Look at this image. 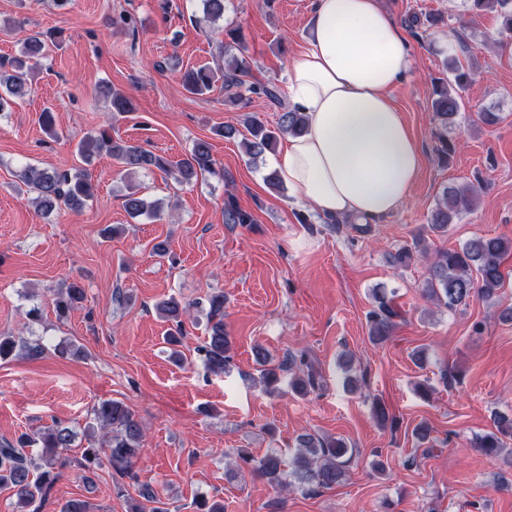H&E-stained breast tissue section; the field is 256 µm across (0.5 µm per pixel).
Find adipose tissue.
Segmentation results:
<instances>
[{
    "mask_svg": "<svg viewBox=\"0 0 512 512\" xmlns=\"http://www.w3.org/2000/svg\"><path fill=\"white\" fill-rule=\"evenodd\" d=\"M303 48L286 72L302 135L274 160L293 204L328 219L381 220L410 197L421 147L391 97L413 71L406 32L382 0H310Z\"/></svg>",
    "mask_w": 512,
    "mask_h": 512,
    "instance_id": "adipose-tissue-1",
    "label": "adipose tissue"
}]
</instances>
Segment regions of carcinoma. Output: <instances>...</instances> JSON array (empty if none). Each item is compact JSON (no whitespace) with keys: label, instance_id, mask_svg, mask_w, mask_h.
<instances>
[{"label":"carcinoma","instance_id":"obj_1","mask_svg":"<svg viewBox=\"0 0 512 512\" xmlns=\"http://www.w3.org/2000/svg\"><path fill=\"white\" fill-rule=\"evenodd\" d=\"M467 11L481 15H495L501 32L512 35V0H467ZM224 17V0H204V20L216 22ZM445 22L442 14L421 16L417 13L405 20L411 28H432ZM65 40L61 31H34L25 40L20 55L11 59L9 65L0 64V112H9L18 105L28 92L34 61L48 55L50 48L58 47ZM448 75L432 79V114L440 128V156L448 163L453 148L448 142V128L456 124L461 112L462 92L471 84L476 70L471 64H463L459 58L450 55L445 62ZM249 71V63L232 57L224 66L217 69L199 67L183 73L184 89L195 95H203L221 83L228 98L236 102L242 98L237 89L244 86L243 76ZM98 93L110 101L111 112L130 113L136 111L135 100L108 84L98 86ZM44 134L59 138L56 129L55 113L44 108L38 118ZM306 118L299 112L283 110L277 127L269 129L256 117L248 119V136L243 138L245 152L256 159L275 150L281 135L301 134ZM112 123H107L86 135L77 145L82 161L88 163L95 156L106 155L123 171L128 178L140 170L156 169L179 184L192 182L199 175L214 170L216 161L211 153V144L203 139L195 141L185 157L173 161L166 156L155 154L139 145L115 139L111 134ZM23 183L34 193L31 203L44 218L54 217L63 210L80 211L95 197L96 185L91 174L84 167L69 169H40L30 167L25 170ZM123 206L132 216L149 214L161 216L163 205L159 201H149L139 195L131 184H125ZM479 187L473 183L447 186L428 216L426 228L437 235L448 232V227L457 223L462 214L472 208L478 197ZM224 223L252 224L253 215L241 209L234 196L224 200ZM512 253V238L478 237L454 249L438 251L428 268L424 293L439 307L454 310L465 306L472 297L485 301L498 300L503 286L502 271L504 259ZM377 309L371 311L368 319V333L371 342L381 344L392 336L401 312L394 297L385 289L374 291ZM86 300L85 288L71 282L67 288L54 294L53 306L58 320L66 319ZM191 304L182 303L175 297L160 302L156 309L166 320L173 323L168 335L170 345L177 346L186 335L184 318L190 316ZM208 336L199 352L203 355L206 368L216 374L224 372L229 362L231 340L224 331V292L218 291L209 297ZM25 350L30 357L41 355V344L21 343L13 336L0 335V360L19 350ZM254 357L260 365L259 381L269 392L275 391L278 381L277 371L288 372L292 389L299 394H307L322 386V377L316 370L314 360L305 352L288 354V361L279 364V369L267 365L268 354L260 346L255 347ZM96 426L107 431L105 446L97 447L95 439H88L76 465L85 473H93L102 462L112 467L113 475L119 479L133 478V467L142 449L143 431L135 414L123 403L106 400L93 409ZM512 438V418L495 417V430L476 437L473 442L482 454L497 456L504 448L503 439ZM75 432L68 426L56 423L40 433L39 438L21 436L18 445L0 446V487L12 490L17 504L28 508L36 499L44 500L60 477V469L67 465L62 453L72 447ZM32 443L41 444V455L29 459L23 448ZM300 451L290 462H285L281 454L270 451L255 458L244 456L242 460L250 466L251 472L266 478L274 486H282V467H292V474L300 484L331 488L340 483L345 475V457L349 453L346 443L336 439H325L311 434L299 438Z\"/></svg>","mask_w":512,"mask_h":512}]
</instances>
